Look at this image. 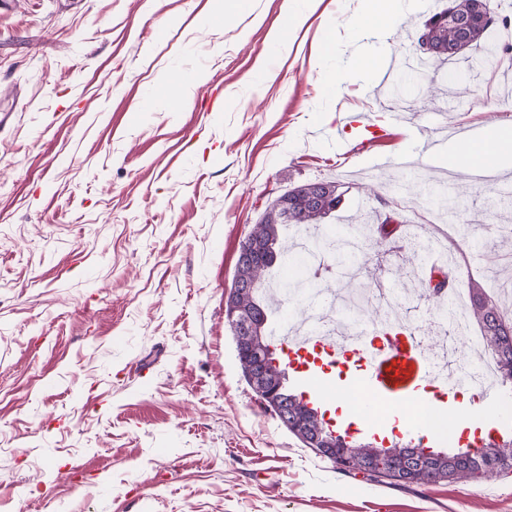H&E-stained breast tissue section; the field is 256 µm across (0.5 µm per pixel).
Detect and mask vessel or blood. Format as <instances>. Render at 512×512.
I'll return each mask as SVG.
<instances>
[{
  "label": "vessel or blood",
  "instance_id": "1",
  "mask_svg": "<svg viewBox=\"0 0 512 512\" xmlns=\"http://www.w3.org/2000/svg\"><path fill=\"white\" fill-rule=\"evenodd\" d=\"M267 340L287 374L289 393L346 442L385 444L390 414L413 407L418 415L402 440L413 448L444 447L446 440L436 424L462 393L471 395L475 414L491 413L492 423L483 435L461 431L455 445L480 448L512 431V417L498 411L500 389L482 370L472 371L460 359L430 353L401 321L389 318L367 332H339L324 326L318 312L298 327L275 316ZM340 397L353 398L355 426L337 421Z\"/></svg>",
  "mask_w": 512,
  "mask_h": 512
}]
</instances>
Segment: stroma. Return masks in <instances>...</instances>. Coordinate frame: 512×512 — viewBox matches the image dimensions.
<instances>
[{"label":"stroma","instance_id":"obj_1","mask_svg":"<svg viewBox=\"0 0 512 512\" xmlns=\"http://www.w3.org/2000/svg\"><path fill=\"white\" fill-rule=\"evenodd\" d=\"M447 5L410 0L387 40L351 29L363 0H0V512H512V474L339 473L257 399L224 315L242 239L318 178L364 186L326 218L340 232L396 203L426 240L430 213L465 209L458 286L512 314V182L394 163L437 111L452 132L511 123L512 68L473 47L388 90L351 72L361 47L413 54ZM185 78L178 104L153 97ZM417 263L405 242L371 268L425 339Z\"/></svg>","mask_w":512,"mask_h":512}]
</instances>
